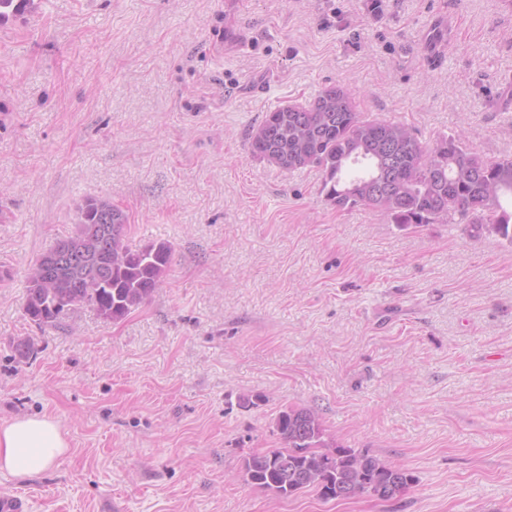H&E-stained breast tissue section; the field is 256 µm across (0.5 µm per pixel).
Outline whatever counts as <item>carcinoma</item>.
Masks as SVG:
<instances>
[{
  "instance_id": "obj_1",
  "label": "carcinoma",
  "mask_w": 512,
  "mask_h": 512,
  "mask_svg": "<svg viewBox=\"0 0 512 512\" xmlns=\"http://www.w3.org/2000/svg\"><path fill=\"white\" fill-rule=\"evenodd\" d=\"M33 0H0V25L25 12ZM251 153L288 171L316 168L322 192L340 209L364 206L393 223L468 224L512 247V158L486 160L460 133L423 145L402 123L372 118L357 109L353 92L325 88L311 102L265 114L249 134ZM127 215L108 198L90 196L78 207L73 232L56 242L55 262L36 259L27 276L24 312L38 328L52 327L76 306L103 320L124 319L162 283L172 248L165 242L133 247ZM286 447L244 459L249 482L280 497L314 489L324 501L368 495L396 499L415 482L399 465L368 451L324 440L318 415L290 408L275 422Z\"/></svg>"
}]
</instances>
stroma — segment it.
<instances>
[{"label": "stroma", "instance_id": "obj_1", "mask_svg": "<svg viewBox=\"0 0 512 512\" xmlns=\"http://www.w3.org/2000/svg\"><path fill=\"white\" fill-rule=\"evenodd\" d=\"M336 84L424 144L464 129L512 157V0H35L0 25V424L44 414L70 443L0 492L30 512H512V248L338 209L318 169L250 152L266 112ZM89 196L131 244L171 245L168 272L120 321L38 328L28 270ZM301 407L415 484L383 503L249 483Z\"/></svg>", "mask_w": 512, "mask_h": 512}]
</instances>
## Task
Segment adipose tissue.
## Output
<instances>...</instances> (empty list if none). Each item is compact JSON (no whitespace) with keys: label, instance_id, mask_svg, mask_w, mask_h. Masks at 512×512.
Segmentation results:
<instances>
[{"label":"adipose tissue","instance_id":"adipose-tissue-1","mask_svg":"<svg viewBox=\"0 0 512 512\" xmlns=\"http://www.w3.org/2000/svg\"><path fill=\"white\" fill-rule=\"evenodd\" d=\"M68 450L57 420L46 415L18 417L0 426V473L30 477L51 468Z\"/></svg>","mask_w":512,"mask_h":512}]
</instances>
